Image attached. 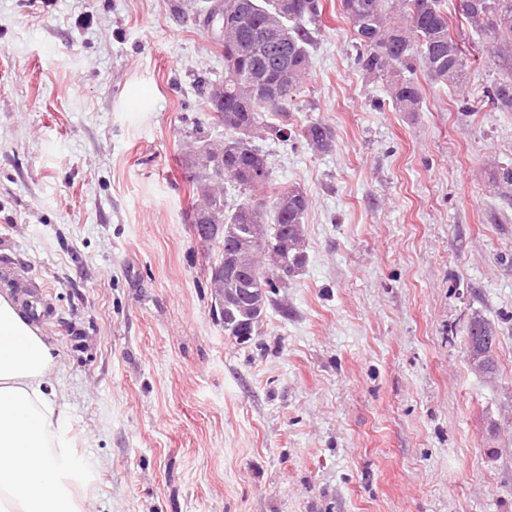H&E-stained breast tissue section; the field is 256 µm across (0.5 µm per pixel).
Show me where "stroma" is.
I'll return each instance as SVG.
<instances>
[{
    "mask_svg": "<svg viewBox=\"0 0 512 512\" xmlns=\"http://www.w3.org/2000/svg\"><path fill=\"white\" fill-rule=\"evenodd\" d=\"M213 2L0 0V293L49 304L95 512H512V113L487 98L512 48L456 27L462 87L415 63L421 109L398 112L322 0L301 105L267 120L334 146L259 142L271 187L309 199L307 263L240 345L180 168L224 136L195 85L224 77ZM466 335L469 340L474 341L481 347H485L491 350V362L489 368L487 370L488 376H492L496 374V361L493 354V346L496 342V331L493 326L485 321L484 319L478 317H474L467 327Z\"/></svg>",
    "mask_w": 512,
    "mask_h": 512,
    "instance_id": "obj_1",
    "label": "stroma"
}]
</instances>
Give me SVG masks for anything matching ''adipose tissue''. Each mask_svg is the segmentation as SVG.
Instances as JSON below:
<instances>
[{
  "label": "adipose tissue",
  "instance_id": "adipose-tissue-1",
  "mask_svg": "<svg viewBox=\"0 0 512 512\" xmlns=\"http://www.w3.org/2000/svg\"><path fill=\"white\" fill-rule=\"evenodd\" d=\"M60 366L54 338L0 294V512H89L95 466L54 387Z\"/></svg>",
  "mask_w": 512,
  "mask_h": 512
}]
</instances>
